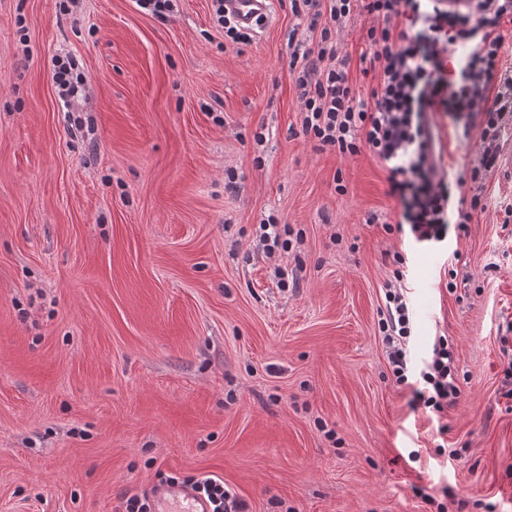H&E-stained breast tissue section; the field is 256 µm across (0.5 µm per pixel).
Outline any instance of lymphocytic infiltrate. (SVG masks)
Returning <instances> with one entry per match:
<instances>
[{"mask_svg":"<svg viewBox=\"0 0 512 512\" xmlns=\"http://www.w3.org/2000/svg\"><path fill=\"white\" fill-rule=\"evenodd\" d=\"M294 15L307 16L319 27L317 46H308L289 31L290 67L297 74L303 107L302 132L319 148L342 155L369 151L387 172L388 193L400 204L395 225L410 246H439L449 232H464L472 210L455 199L464 178L481 179L498 159V141L512 118V67L502 61L505 21H512V0H471L468 8L448 9L444 0H289ZM370 25L360 55L363 74L372 85L367 93L352 87L346 58L340 57L332 31L342 30L352 14ZM461 48L449 61V48ZM52 82L65 105H77L84 74L76 58L55 56ZM448 114L461 122L469 138L471 119L481 116V152L469 173L445 167L436 156L433 118ZM288 225L268 220L259 225L254 254L272 266L277 288L288 290ZM393 283L384 289L379 333L391 375L397 385L412 389L409 405L440 416L455 406L461 390L455 356L447 337H435L426 357L415 358L410 343L414 323L403 283L407 257L392 256ZM183 485L206 497L213 512H250L248 502L223 477H186Z\"/></svg>","mask_w":512,"mask_h":512,"instance_id":"f902f5d3","label":"lymphocytic infiltrate"}]
</instances>
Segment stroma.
<instances>
[{"mask_svg": "<svg viewBox=\"0 0 512 512\" xmlns=\"http://www.w3.org/2000/svg\"><path fill=\"white\" fill-rule=\"evenodd\" d=\"M59 3L0 0V512H118L161 475L212 473L251 512H512V120L457 189L484 202L467 234L410 255L413 348L455 346L461 396L437 417L394 385L378 329L404 248L386 172L301 132L288 32L319 30L287 0L248 44L211 0L164 20ZM369 25L336 36L359 88ZM437 123L445 164L476 165L479 130ZM271 216L304 238L285 292L252 249ZM52 82L65 105L77 106L85 77L76 58L56 55L52 61Z\"/></svg>", "mask_w": 512, "mask_h": 512, "instance_id": "1", "label": "stroma"}]
</instances>
